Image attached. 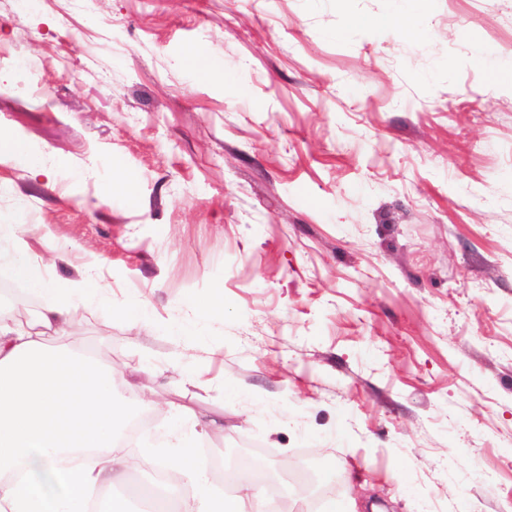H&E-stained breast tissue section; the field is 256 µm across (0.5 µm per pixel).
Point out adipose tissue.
<instances>
[{
  "label": "adipose tissue",
  "instance_id": "obj_1",
  "mask_svg": "<svg viewBox=\"0 0 512 512\" xmlns=\"http://www.w3.org/2000/svg\"><path fill=\"white\" fill-rule=\"evenodd\" d=\"M19 230L0 225V238L12 241L0 249V266L45 297L40 329L62 332L81 309L111 307L112 294L98 277L57 285ZM130 386L135 394L128 397ZM151 405L150 388L134 386L132 375L116 377L85 353L47 346L11 310L0 311V512H124L111 501L112 488L135 462H151L155 446L145 439L135 459L120 441L126 425ZM171 434L180 451L166 470L179 512H266L255 492L265 483L263 469H252L241 491L214 494L192 439L176 428Z\"/></svg>",
  "mask_w": 512,
  "mask_h": 512
}]
</instances>
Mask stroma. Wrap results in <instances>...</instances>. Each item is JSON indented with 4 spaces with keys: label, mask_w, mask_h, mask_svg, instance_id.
Wrapping results in <instances>:
<instances>
[{
    "label": "stroma",
    "mask_w": 512,
    "mask_h": 512,
    "mask_svg": "<svg viewBox=\"0 0 512 512\" xmlns=\"http://www.w3.org/2000/svg\"><path fill=\"white\" fill-rule=\"evenodd\" d=\"M17 3L0 133L44 171L0 164V223L112 290L110 331L85 309L47 344L149 365V435L175 405L223 421L209 469L256 444L290 512H319L315 465L340 512H512V0H428L416 36L350 26L393 0Z\"/></svg>",
    "instance_id": "stroma-1"
}]
</instances>
